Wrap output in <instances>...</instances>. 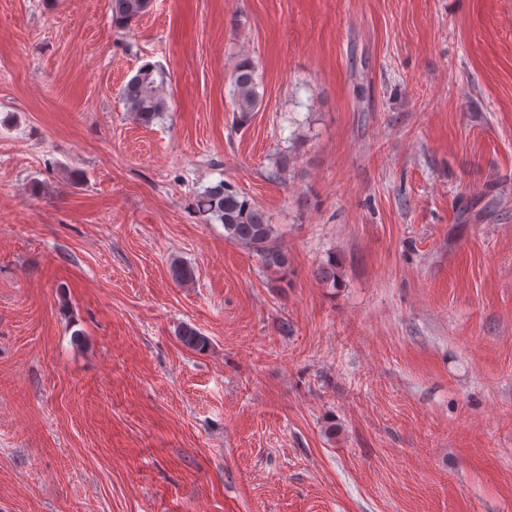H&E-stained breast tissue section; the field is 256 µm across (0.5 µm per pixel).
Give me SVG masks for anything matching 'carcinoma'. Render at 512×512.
<instances>
[{
    "label": "carcinoma",
    "mask_w": 512,
    "mask_h": 512,
    "mask_svg": "<svg viewBox=\"0 0 512 512\" xmlns=\"http://www.w3.org/2000/svg\"><path fill=\"white\" fill-rule=\"evenodd\" d=\"M111 7L113 20L124 26L146 15L151 0H111ZM258 87L254 64L248 58L241 59L232 77V101L236 121L240 126L247 124L262 104ZM121 94L127 111L144 124L170 110L163 80L156 77V69L150 64L141 66L129 78ZM195 206L198 213L206 216L207 220L223 224L226 239L257 254L267 269L281 271L288 268V252L277 242L276 228L269 223L264 211L224 182L199 193ZM170 275L174 281L186 283L194 279L195 271L189 265L175 260L170 264ZM180 338L190 349L203 350L208 345L207 337L188 325L182 327Z\"/></svg>",
    "instance_id": "obj_1"
}]
</instances>
